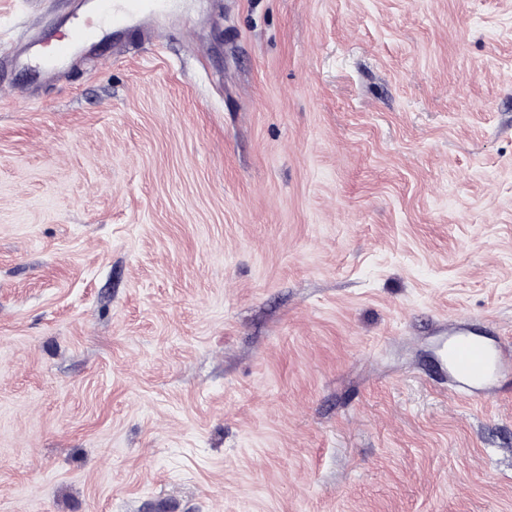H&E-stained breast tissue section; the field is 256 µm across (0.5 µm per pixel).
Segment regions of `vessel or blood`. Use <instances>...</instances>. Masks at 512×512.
Segmentation results:
<instances>
[{
    "instance_id": "b4317fda",
    "label": "vessel or blood",
    "mask_w": 512,
    "mask_h": 512,
    "mask_svg": "<svg viewBox=\"0 0 512 512\" xmlns=\"http://www.w3.org/2000/svg\"><path fill=\"white\" fill-rule=\"evenodd\" d=\"M173 0H94L90 16L74 17L62 25H47L41 35L31 36L16 46L12 65L30 70L32 61L48 68L66 66L76 49L108 35L124 33L141 19L167 17ZM448 374L457 387L465 391L488 383L494 369L507 363L503 350L468 336H456L448 344Z\"/></svg>"
}]
</instances>
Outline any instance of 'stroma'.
<instances>
[{"label":"stroma","mask_w":512,"mask_h":512,"mask_svg":"<svg viewBox=\"0 0 512 512\" xmlns=\"http://www.w3.org/2000/svg\"><path fill=\"white\" fill-rule=\"evenodd\" d=\"M121 39L0 73V512H512V366L444 360L512 342V0ZM448 375L457 387L475 391L488 383L495 368L507 364V355L469 336H454L448 343Z\"/></svg>","instance_id":"obj_1"}]
</instances>
